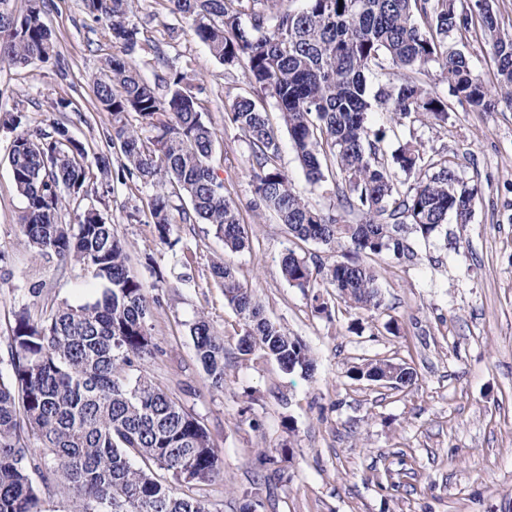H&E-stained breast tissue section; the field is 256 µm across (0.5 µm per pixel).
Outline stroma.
Masks as SVG:
<instances>
[{"label":"stroma","mask_w":512,"mask_h":512,"mask_svg":"<svg viewBox=\"0 0 512 512\" xmlns=\"http://www.w3.org/2000/svg\"><path fill=\"white\" fill-rule=\"evenodd\" d=\"M56 54L24 67L0 65V107L18 108L34 129L66 122L88 152L106 149L111 113L96 103L91 74L113 52L106 23L84 0H48L43 15ZM139 40L129 62L160 96L172 69L186 72L217 134L212 163L250 224V245L225 254L208 224L172 225L160 240L148 209L149 188L96 184L90 202L126 243L130 269L154 300L147 329L154 351L138 370L208 430L223 472L203 496L209 512H512V109L474 111L452 96L438 68L422 82L448 102V122L424 116L387 122L384 155L407 140L445 156L461 181L478 190L470 223L447 224L430 237L408 229L411 253L370 260L380 287L379 311L360 313L333 302L314 310L313 292L292 286L281 260L295 251L308 264L331 265L348 251L294 239L270 216L255 217L247 137L224 114L252 89L243 67L212 57L189 21L167 0H137ZM475 74L493 83L496 68L481 30L452 36ZM67 108H60V100ZM278 160L311 206L356 223L343 211L336 178L310 184L278 132ZM13 137L0 125V372L8 370L15 311L33 317L94 297L98 283L83 267L33 253L20 227L23 198L7 160ZM193 263H185L187 254ZM226 258L268 317L311 350L312 377L285 372L262 352L237 349L242 322L214 280L212 260ZM207 318L224 338V386L215 389L199 364L189 328ZM410 366L416 381L397 390L349 376L370 359Z\"/></svg>","instance_id":"1"}]
</instances>
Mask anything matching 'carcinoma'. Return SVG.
I'll return each instance as SVG.
<instances>
[{
    "instance_id": "carcinoma-1",
    "label": "carcinoma",
    "mask_w": 512,
    "mask_h": 512,
    "mask_svg": "<svg viewBox=\"0 0 512 512\" xmlns=\"http://www.w3.org/2000/svg\"><path fill=\"white\" fill-rule=\"evenodd\" d=\"M12 0H0V64L28 65L54 53L43 19L45 0H27L21 14ZM171 13L192 22L195 36L220 63L246 70L256 96L237 99L227 119L248 138L255 208L275 217L293 238L347 246L358 259L312 270L292 250L282 258L288 283L324 286L351 307L378 310L381 294L365 259L405 250L411 224L427 237L448 215L466 224L474 192L445 158L426 155L408 141L386 160L368 115L378 110L396 119L424 114L448 120V103L417 75L433 63L451 93L481 112L504 103L512 107V34L500 28L489 0H303L300 9L284 0H169ZM89 13L108 23L115 52L103 73L93 77L96 98L112 113L108 142L124 161L113 166L110 151L88 161V152L67 125L28 129L13 108L7 124L17 131L8 161L13 182L25 201L21 229L26 245L39 255L54 254L92 270L100 295L80 305L62 304L47 316L15 314L9 336L10 371L0 373V512H41L39 485H62L72 498L69 512H208L205 502L180 496L157 479L163 470L174 482L201 486L221 472L222 459L206 428L166 392L142 376L135 362L151 355L146 331L151 302L130 274L126 245L98 210L86 207L73 224L59 212L89 195L96 175L152 187L149 211L160 239L167 237L172 211L183 224H211L224 247L249 246L245 220L231 193L211 167L217 134L205 121L188 77L173 71L171 88L156 95L127 60L137 44L130 21L135 0H85ZM480 27L490 45L497 81L484 84L468 56L445 39ZM388 61L400 77L367 91V74ZM271 100L309 183L325 173L339 178L340 205L361 215L358 224L312 208L278 166L280 140L262 103ZM136 114L157 134L148 142L128 123ZM410 180H397L396 172ZM190 208H176L173 199ZM212 274L243 321L238 351L259 350L286 371L311 375L308 348L285 333L265 313L236 271L219 262ZM196 355L212 386L224 387V337L198 318L190 328ZM390 359H373L349 371L356 381H377L397 372L401 386L416 374L394 370ZM142 465L137 466L132 458Z\"/></svg>"
}]
</instances>
